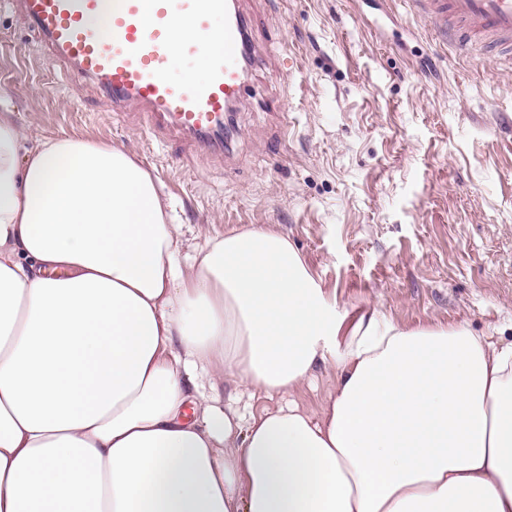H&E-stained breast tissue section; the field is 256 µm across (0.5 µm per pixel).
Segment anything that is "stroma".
<instances>
[{
  "instance_id": "1",
  "label": "stroma",
  "mask_w": 512,
  "mask_h": 512,
  "mask_svg": "<svg viewBox=\"0 0 512 512\" xmlns=\"http://www.w3.org/2000/svg\"><path fill=\"white\" fill-rule=\"evenodd\" d=\"M257 60L221 154L181 150L48 63L0 8V106L124 146L186 238L286 234L339 311L512 344V66L441 47L405 0H243Z\"/></svg>"
}]
</instances>
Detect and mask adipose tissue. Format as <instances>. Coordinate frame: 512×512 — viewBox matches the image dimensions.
<instances>
[{
  "label": "adipose tissue",
  "instance_id": "1",
  "mask_svg": "<svg viewBox=\"0 0 512 512\" xmlns=\"http://www.w3.org/2000/svg\"><path fill=\"white\" fill-rule=\"evenodd\" d=\"M184 236L125 149L0 113V512H512V348L349 318L269 228ZM334 374L330 369L319 365L296 394L297 401L308 408H317L328 396Z\"/></svg>",
  "mask_w": 512,
  "mask_h": 512
}]
</instances>
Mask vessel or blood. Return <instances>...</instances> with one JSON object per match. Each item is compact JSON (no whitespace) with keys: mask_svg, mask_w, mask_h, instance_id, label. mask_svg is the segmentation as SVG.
Here are the masks:
<instances>
[{"mask_svg":"<svg viewBox=\"0 0 512 512\" xmlns=\"http://www.w3.org/2000/svg\"><path fill=\"white\" fill-rule=\"evenodd\" d=\"M441 38L512 63V0H409ZM47 59L88 81L113 111L176 133L199 154L224 148V114L243 95L251 27L237 0H5ZM205 64L176 76V60Z\"/></svg>","mask_w":512,"mask_h":512,"instance_id":"b4317fda","label":"vessel or blood"}]
</instances>
